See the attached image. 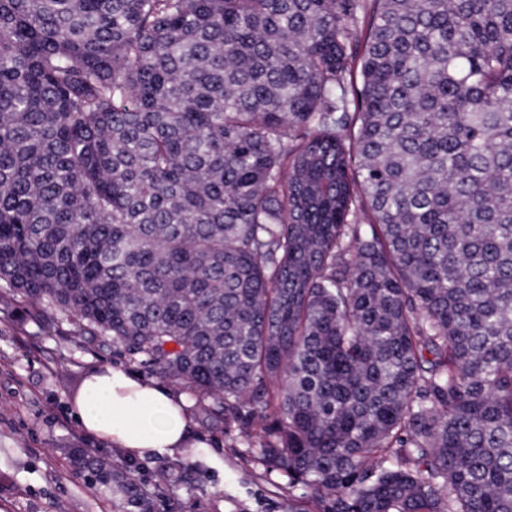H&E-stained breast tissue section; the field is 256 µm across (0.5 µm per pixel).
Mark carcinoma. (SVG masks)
Listing matches in <instances>:
<instances>
[{
    "mask_svg": "<svg viewBox=\"0 0 512 512\" xmlns=\"http://www.w3.org/2000/svg\"><path fill=\"white\" fill-rule=\"evenodd\" d=\"M0 281L216 422L278 384L310 512H512V0H0Z\"/></svg>",
    "mask_w": 512,
    "mask_h": 512,
    "instance_id": "carcinoma-1",
    "label": "carcinoma"
}]
</instances>
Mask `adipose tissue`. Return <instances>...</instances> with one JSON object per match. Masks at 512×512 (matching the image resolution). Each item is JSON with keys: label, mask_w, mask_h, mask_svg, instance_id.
I'll use <instances>...</instances> for the list:
<instances>
[{"label": "adipose tissue", "mask_w": 512, "mask_h": 512, "mask_svg": "<svg viewBox=\"0 0 512 512\" xmlns=\"http://www.w3.org/2000/svg\"><path fill=\"white\" fill-rule=\"evenodd\" d=\"M74 406L83 431L142 459L192 458L202 447L191 437L184 395L119 368L93 370Z\"/></svg>", "instance_id": "adipose-tissue-1"}]
</instances>
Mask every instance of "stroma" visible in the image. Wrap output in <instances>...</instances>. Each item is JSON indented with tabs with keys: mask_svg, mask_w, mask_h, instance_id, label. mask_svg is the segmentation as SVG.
Returning a JSON list of instances; mask_svg holds the SVG:
<instances>
[{
	"mask_svg": "<svg viewBox=\"0 0 512 512\" xmlns=\"http://www.w3.org/2000/svg\"><path fill=\"white\" fill-rule=\"evenodd\" d=\"M129 365L119 346L86 342L52 312L35 313L0 290V512H116L117 500L77 477L70 451L83 448L133 473L153 494L154 512H297L308 492L260 458L274 415L243 426H214L198 405L190 427L211 456L133 458L82 431L73 406L84 377Z\"/></svg>",
	"mask_w": 512,
	"mask_h": 512,
	"instance_id": "stroma-1",
	"label": "stroma"
}]
</instances>
